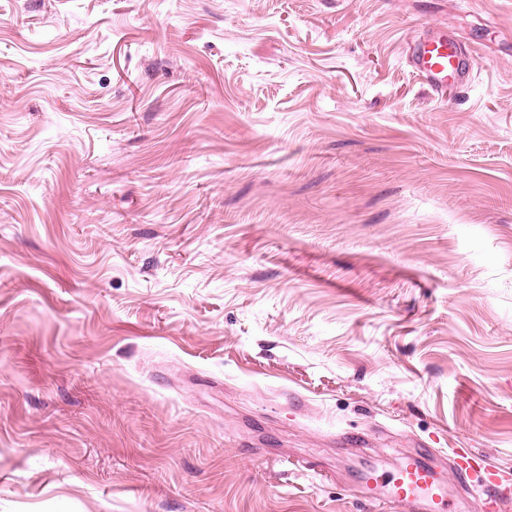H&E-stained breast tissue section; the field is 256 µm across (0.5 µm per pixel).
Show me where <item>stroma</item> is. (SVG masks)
<instances>
[{
  "instance_id": "obj_1",
  "label": "stroma",
  "mask_w": 512,
  "mask_h": 512,
  "mask_svg": "<svg viewBox=\"0 0 512 512\" xmlns=\"http://www.w3.org/2000/svg\"><path fill=\"white\" fill-rule=\"evenodd\" d=\"M420 448L512 495V0H0V512H381ZM413 72L435 88L448 86V80L462 85L471 78L475 57L458 48L447 35L419 42L409 60ZM451 459L450 467L455 476L460 478H475L477 485L487 496L485 507L488 512H510L512 500L508 497L495 495V486L498 485L497 473L486 465L484 456L470 448H452L448 453Z\"/></svg>"
}]
</instances>
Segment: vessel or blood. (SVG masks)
I'll return each mask as SVG.
<instances>
[{
    "label": "vessel or blood",
    "mask_w": 512,
    "mask_h": 512,
    "mask_svg": "<svg viewBox=\"0 0 512 512\" xmlns=\"http://www.w3.org/2000/svg\"><path fill=\"white\" fill-rule=\"evenodd\" d=\"M409 64L430 86L443 88L451 81L460 85L467 82L475 57L442 34L419 42ZM437 454V449L423 448L408 455L395 471L381 474L369 469L362 472L363 499L372 504H388L392 512H457L444 479L433 464ZM449 457L455 476L476 479L487 496L488 512H512V499L496 496L497 474L487 466L482 454L469 448H455Z\"/></svg>",
    "instance_id": "vessel-or-blood-1"
}]
</instances>
